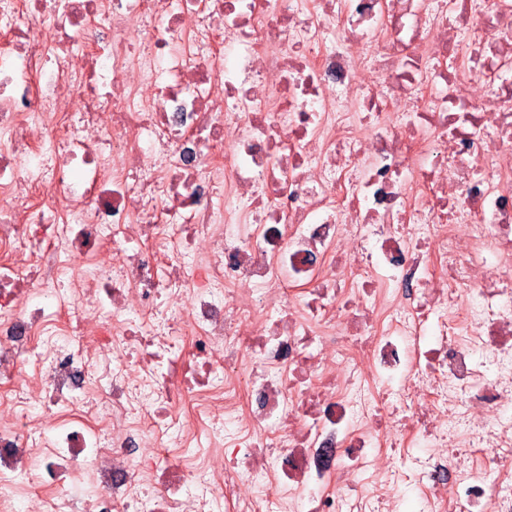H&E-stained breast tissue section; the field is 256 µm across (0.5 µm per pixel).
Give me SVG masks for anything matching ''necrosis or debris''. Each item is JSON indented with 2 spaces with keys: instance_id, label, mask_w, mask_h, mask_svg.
<instances>
[{
  "instance_id": "necrosis-or-debris-1",
  "label": "necrosis or debris",
  "mask_w": 512,
  "mask_h": 512,
  "mask_svg": "<svg viewBox=\"0 0 512 512\" xmlns=\"http://www.w3.org/2000/svg\"><path fill=\"white\" fill-rule=\"evenodd\" d=\"M403 480L512 512V0H0V512Z\"/></svg>"
}]
</instances>
